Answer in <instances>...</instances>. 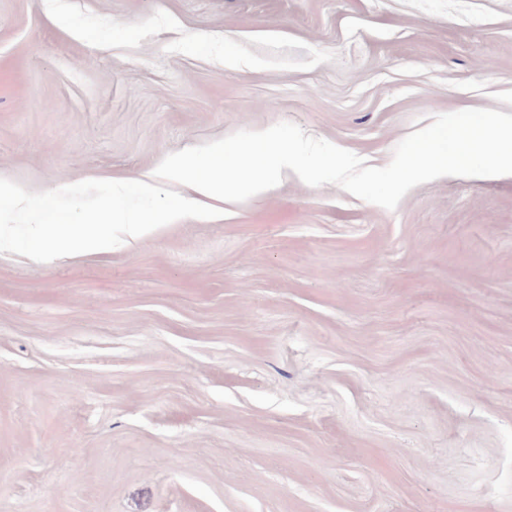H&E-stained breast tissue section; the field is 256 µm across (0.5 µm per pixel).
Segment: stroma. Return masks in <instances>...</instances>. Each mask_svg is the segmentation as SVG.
<instances>
[{"label":"stroma","instance_id":"obj_1","mask_svg":"<svg viewBox=\"0 0 512 512\" xmlns=\"http://www.w3.org/2000/svg\"><path fill=\"white\" fill-rule=\"evenodd\" d=\"M465 108L512 114V0H0V182L49 224L178 209L138 179L239 130L383 167ZM13 234L0 512H512V174L391 211L288 170L50 265Z\"/></svg>","mask_w":512,"mask_h":512}]
</instances>
